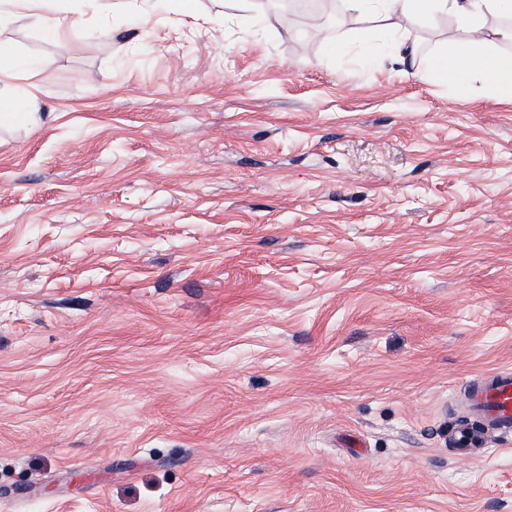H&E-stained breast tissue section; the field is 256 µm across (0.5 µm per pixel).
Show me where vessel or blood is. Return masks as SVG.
Segmentation results:
<instances>
[{
  "label": "vessel or blood",
  "instance_id": "1",
  "mask_svg": "<svg viewBox=\"0 0 512 512\" xmlns=\"http://www.w3.org/2000/svg\"><path fill=\"white\" fill-rule=\"evenodd\" d=\"M470 413L453 434L456 450L468 451L484 444L488 433L512 436V369L500 368L472 380L467 388Z\"/></svg>",
  "mask_w": 512,
  "mask_h": 512
}]
</instances>
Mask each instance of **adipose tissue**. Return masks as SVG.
<instances>
[{
  "instance_id": "obj_1",
  "label": "adipose tissue",
  "mask_w": 512,
  "mask_h": 512,
  "mask_svg": "<svg viewBox=\"0 0 512 512\" xmlns=\"http://www.w3.org/2000/svg\"><path fill=\"white\" fill-rule=\"evenodd\" d=\"M345 10L360 15L383 18V27L392 37V53L399 65L413 64L414 52L400 34V19L417 18L425 22L437 16L452 17L467 33V40L445 55L434 59L431 72L435 78L448 81L461 97H468L473 79H481L492 87L498 98L512 102V54L481 53L490 43L512 44V0H342ZM27 16L45 24L51 34L65 31L71 25L58 0H0V26L18 16ZM499 17V25L486 27L487 17Z\"/></svg>"
}]
</instances>
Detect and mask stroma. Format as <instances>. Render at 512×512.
I'll list each match as a JSON object with an SVG mask.
<instances>
[{
    "label": "stroma",
    "instance_id": "stroma-1",
    "mask_svg": "<svg viewBox=\"0 0 512 512\" xmlns=\"http://www.w3.org/2000/svg\"><path fill=\"white\" fill-rule=\"evenodd\" d=\"M292 3L0 30L41 112L0 127V512H512V439L449 446L512 366V104Z\"/></svg>",
    "mask_w": 512,
    "mask_h": 512
}]
</instances>
